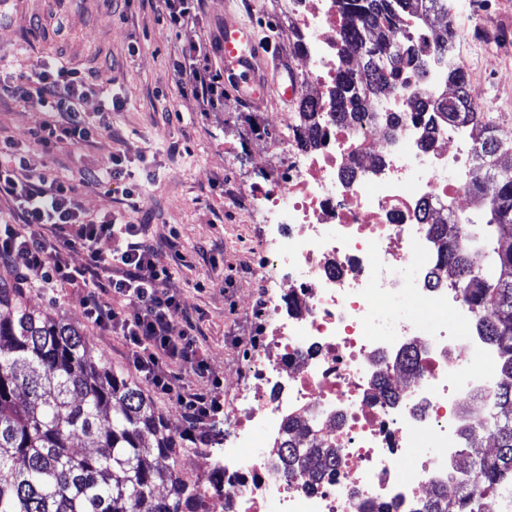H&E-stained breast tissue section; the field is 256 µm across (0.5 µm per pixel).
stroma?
<instances>
[{"label": "stroma", "mask_w": 512, "mask_h": 512, "mask_svg": "<svg viewBox=\"0 0 512 512\" xmlns=\"http://www.w3.org/2000/svg\"><path fill=\"white\" fill-rule=\"evenodd\" d=\"M476 18L466 31L464 71L470 90L493 105L492 117L512 135V35L497 19L512 13V0H472ZM279 0H206L196 28L168 29L158 0H0V77L31 70L46 57L60 59L83 72L111 79L113 92L125 99L121 111L102 116L109 125L93 144L69 146L46 154L32 133L45 115L0 97V138L24 152L34 171L62 175L83 169H106L115 154L145 187L134 221L145 224L150 243L176 239L182 260L173 262L171 287L187 309L211 371L222 382L221 402L232 409L238 397L235 376L250 367L251 357L274 336L275 325L265 299L278 291L277 281H263L266 257L281 244L283 229L266 223L262 199L243 190L284 177L279 155L269 151L281 135L278 119L289 104L269 86L257 103L244 101L233 83L224 99L202 110L182 94L173 62L189 42L220 44L224 16L249 25L257 38L273 36L279 57L293 60L292 29ZM137 54H130L131 43ZM33 308L79 324L92 361L128 371L121 337L102 331L86 318L73 290L52 293L25 290ZM167 420L177 447L179 468L204 478L231 436L225 420L212 428L204 458H195L193 443L176 401L143 386Z\"/></svg>", "instance_id": "stroma-1"}]
</instances>
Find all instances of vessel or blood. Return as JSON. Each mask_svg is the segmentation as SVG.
<instances>
[{"mask_svg":"<svg viewBox=\"0 0 512 512\" xmlns=\"http://www.w3.org/2000/svg\"><path fill=\"white\" fill-rule=\"evenodd\" d=\"M221 54L225 64L235 69L245 68L250 73L249 78L239 82L237 86L239 94L247 99L261 97L264 93L265 78L256 67L261 51L257 46L254 32L237 21H226Z\"/></svg>","mask_w":512,"mask_h":512,"instance_id":"vessel-or-blood-1","label":"vessel or blood"}]
</instances>
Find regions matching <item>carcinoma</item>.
<instances>
[{"instance_id": "1", "label": "carcinoma", "mask_w": 512, "mask_h": 512, "mask_svg": "<svg viewBox=\"0 0 512 512\" xmlns=\"http://www.w3.org/2000/svg\"><path fill=\"white\" fill-rule=\"evenodd\" d=\"M345 42L359 48L361 64L344 56L332 95L334 115L346 120L365 94L390 89L386 73L405 69L424 75L429 61L395 37V22L413 15L428 25L443 19L438 51L450 52L456 31L448 0H340ZM449 99L417 102L415 119L426 133L443 123L468 135L482 170L464 184L483 223L469 246L448 236V225L430 233L453 287L481 311L480 336L499 351L496 367L500 416L491 435L493 454L468 461L469 485L453 498L433 489L422 512H512V168L500 159L512 153L503 134L470 97L466 73L448 66ZM299 136L317 142L319 113L313 101L299 105ZM480 247L483 266L471 268L470 250ZM90 451H74V441ZM168 423L138 385L89 358L84 335L72 322L26 305L22 291L0 278V512H207L198 480L181 475ZM283 469L316 477L336 466L333 448H298L281 441ZM167 493H157L159 486Z\"/></svg>"}]
</instances>
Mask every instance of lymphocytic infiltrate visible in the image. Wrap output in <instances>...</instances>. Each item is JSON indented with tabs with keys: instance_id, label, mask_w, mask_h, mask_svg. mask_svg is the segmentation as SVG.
<instances>
[{
	"instance_id": "1",
	"label": "lymphocytic infiltrate",
	"mask_w": 512,
	"mask_h": 512,
	"mask_svg": "<svg viewBox=\"0 0 512 512\" xmlns=\"http://www.w3.org/2000/svg\"><path fill=\"white\" fill-rule=\"evenodd\" d=\"M174 68L183 94L211 105L224 95V70L178 59ZM90 76L60 62H45L29 74L15 76L6 90L24 107L44 112L46 119L33 139L43 150L95 140L103 122L91 120L85 103L93 92ZM121 156L109 170L81 171L79 179L36 173L29 169L20 148L0 140V196L12 202L0 213V266L10 270L20 288L77 291L87 319L96 327L123 339L130 366L152 388L174 396L200 444L209 441V421L220 409L212 391H185L168 364L190 365L202 380H210L208 363L190 330L174 332L176 320L189 315L171 293L170 265L163 250L145 238V227L129 221L127 210L137 209L141 184L127 182ZM123 183V206L101 217L82 208L78 184L97 186ZM82 249L86 262L71 265L66 255ZM127 302L125 311L114 300Z\"/></svg>"
}]
</instances>
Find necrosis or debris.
Segmentation results:
<instances>
[{
  "instance_id": "4bbe7bcc",
  "label": "necrosis or debris",
  "mask_w": 512,
  "mask_h": 512,
  "mask_svg": "<svg viewBox=\"0 0 512 512\" xmlns=\"http://www.w3.org/2000/svg\"><path fill=\"white\" fill-rule=\"evenodd\" d=\"M288 19L302 36V97L323 114L317 147L298 137V114L286 115L275 144L288 174L262 188L265 213L287 226L270 273L287 271L288 287L268 298L275 336L254 357L253 390L226 423L237 433L224 452V482L209 499L223 512H418L429 488L457 490L453 463L475 438L489 437L497 348L475 334L480 317L455 288H432L435 244L420 208L449 219L468 200L459 178L475 156L452 150L454 132L426 134L410 101L421 87L443 93L458 51L438 54L433 31L412 18L397 23L400 40L429 60L426 80L389 72L388 93L367 98L349 121L331 114L342 56L358 50L341 40L339 0H287ZM399 112L387 134L374 116ZM437 306L432 329L398 310L400 298ZM417 363L403 369L405 351ZM387 380L396 392L382 398ZM294 418L300 446L336 451V467L310 481L288 476L268 451ZM474 439L464 438L463 425Z\"/></svg>"
}]
</instances>
